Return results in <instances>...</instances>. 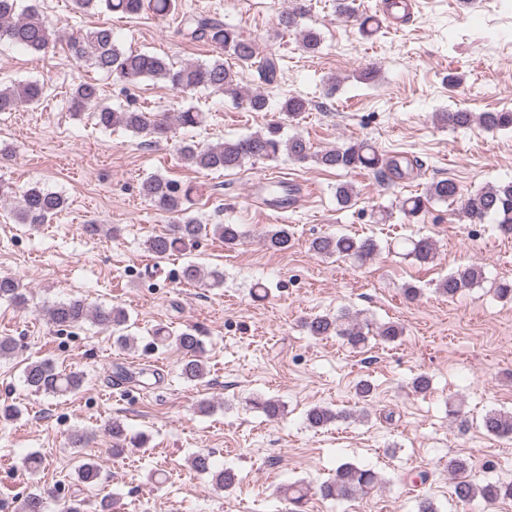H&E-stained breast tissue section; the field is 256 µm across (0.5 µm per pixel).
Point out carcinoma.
<instances>
[{
	"label": "carcinoma",
	"mask_w": 512,
	"mask_h": 512,
	"mask_svg": "<svg viewBox=\"0 0 512 512\" xmlns=\"http://www.w3.org/2000/svg\"><path fill=\"white\" fill-rule=\"evenodd\" d=\"M103 6L112 13L125 17H136L150 10L156 15H168L176 9V0H72V7L78 13ZM277 27L282 32H295L299 36L304 52L314 54L320 45V36L312 28L303 27L300 14L284 10L278 16ZM180 33L190 41H204L233 56L242 64L257 58L255 41L223 21L197 12H185L180 19ZM56 38V33L39 9L30 5L20 7L19 0H0V41L32 54L46 50ZM68 57L75 63L87 62L93 68L110 76L114 75L127 83L143 78H157L167 82L172 89L180 92L198 88L222 92L233 99H246L250 109L262 112L267 107V96L261 91L244 90L237 82L234 72L221 60L211 63H185L175 65L167 58L152 52L125 51L116 43L112 27L96 26L83 32L65 37ZM259 59V58H257ZM259 72L263 82L272 85L278 81L281 72L279 58L270 54L259 59ZM45 94L44 85L39 81H27L0 85V112H14L22 107L37 105ZM71 109L75 115L90 112L95 125L108 130L123 127L136 136L153 140L168 138L172 127H196L203 122V113L193 107L182 109L173 116L155 117L139 109L115 110L106 104L100 89L93 82L77 84L70 96ZM309 111V102L300 95H290L281 105L280 120L268 124L253 133L226 139L215 145L198 146L185 143L180 146L181 158L191 166L206 171L235 170L250 159H277L281 155L297 161H314L327 169L353 171L368 169L387 181L410 180L418 176L421 164L414 157L405 155L387 156L367 141H353L343 146L320 152L311 151L310 143L300 134L283 137L282 124L302 119ZM437 120L453 128H467L477 122L488 130L512 128V112H440ZM194 187L154 174L143 180L139 193L158 210L174 217L167 232L154 235L145 242V248L157 259H164L173 252L182 250L195 241L207 226L200 224L189 215L193 205ZM267 204L274 208H285L292 200L294 189L280 180L271 181L266 187ZM19 195L18 204L11 212L17 224L38 227L46 224L61 211L65 198L58 192L50 191L38 184H30L16 191L8 183L0 181V198ZM460 194L457 184L449 179L429 183L423 195L412 196L401 204V211L409 221L419 219L432 201L448 202ZM461 219L483 221L490 218L504 234L512 235V180L483 188L467 194L458 212ZM213 234L226 247L236 246L242 238L237 224H216ZM263 241L275 252H285L292 247V235L288 225L278 224L268 230ZM309 248L324 257L338 256L365 261L379 251L377 242L370 238H355L348 235H326L314 238ZM436 242L430 237L410 241L407 255L421 264L433 261ZM182 281L214 284L224 281V272L214 268L205 272L194 262L182 266ZM483 280V270L475 264L461 266L448 274L437 285L438 291L450 298ZM23 304L26 294L18 280L0 276V302ZM48 319L58 327H72L87 320L112 329L116 342L127 346L132 339L125 334L129 320L128 313L117 306L93 307L82 299H70L55 303L47 309ZM359 314L344 308L334 315H316L305 323L309 335L316 338L337 336L346 344L357 349L369 340L358 322ZM156 339L182 351L185 355L183 374L190 379H203L207 375L204 363L205 348L197 333L184 330L177 334L156 332ZM25 384L37 393L50 397H63L81 389L84 375L75 371H59L48 360L32 361L23 370ZM254 408L269 418L282 412V404L274 399L257 396L251 400ZM350 414L336 412L328 407L314 406L306 413L307 425L315 430L322 429L338 419H347ZM482 426L498 437H512V412L490 410L482 417ZM190 467L199 474H206L219 489L235 485L238 476L230 468L216 466L209 453H197L190 460ZM378 475L370 469L354 464H342L336 469L335 477L320 484L317 491L321 498L337 502L362 498L379 487ZM288 502L294 505L291 512H300V505L306 499L307 488L289 485L283 490ZM453 494L462 503L478 498L492 503L512 499V482H487L479 484L465 478L454 482ZM44 497L37 491L29 492L19 505L20 512H43Z\"/></svg>",
	"instance_id": "carcinoma-1"
}]
</instances>
